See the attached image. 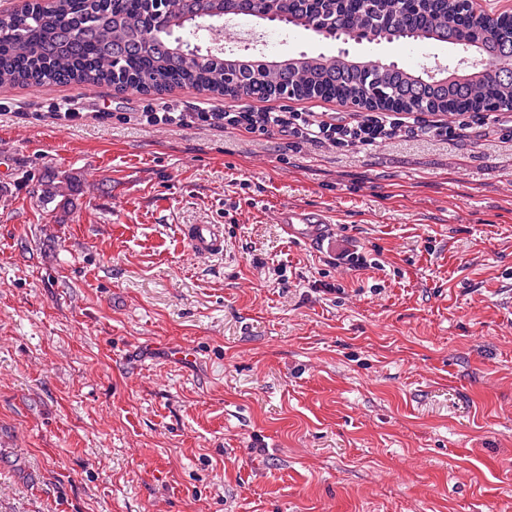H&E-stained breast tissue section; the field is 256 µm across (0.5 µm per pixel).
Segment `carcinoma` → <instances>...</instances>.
Returning a JSON list of instances; mask_svg holds the SVG:
<instances>
[{"instance_id":"cac0c4a2","label":"carcinoma","mask_w":512,"mask_h":512,"mask_svg":"<svg viewBox=\"0 0 512 512\" xmlns=\"http://www.w3.org/2000/svg\"><path fill=\"white\" fill-rule=\"evenodd\" d=\"M170 18L225 10L304 26L319 36L355 26L372 42L432 40L466 46L480 69L441 83L409 68L346 55L301 54L255 64L242 56L202 53L164 30L156 0H32L0 12V88L35 84L112 86L119 91L163 92L192 87L234 99L295 98L358 100L366 111L447 112L464 105L474 112L512 111V25L459 0H167ZM74 178L53 170L33 196L45 203L66 197Z\"/></svg>"}]
</instances>
